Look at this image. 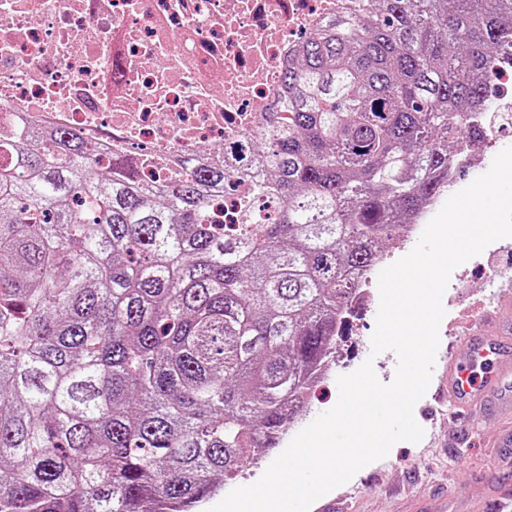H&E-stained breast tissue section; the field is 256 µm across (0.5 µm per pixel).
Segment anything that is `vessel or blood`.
Masks as SVG:
<instances>
[{
  "mask_svg": "<svg viewBox=\"0 0 512 512\" xmlns=\"http://www.w3.org/2000/svg\"><path fill=\"white\" fill-rule=\"evenodd\" d=\"M466 358L448 362V404L466 422L481 409L512 411V342L474 330Z\"/></svg>",
  "mask_w": 512,
  "mask_h": 512,
  "instance_id": "b4317fda",
  "label": "vessel or blood"
}]
</instances>
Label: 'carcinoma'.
<instances>
[{
    "instance_id": "carcinoma-1",
    "label": "carcinoma",
    "mask_w": 512,
    "mask_h": 512,
    "mask_svg": "<svg viewBox=\"0 0 512 512\" xmlns=\"http://www.w3.org/2000/svg\"><path fill=\"white\" fill-rule=\"evenodd\" d=\"M361 3L298 41L271 133L224 165L155 185L75 132L4 145L0 512H192L307 408L357 275L444 191L512 53V0Z\"/></svg>"
}]
</instances>
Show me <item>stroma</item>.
Wrapping results in <instances>:
<instances>
[{
  "label": "stroma",
  "mask_w": 512,
  "mask_h": 512,
  "mask_svg": "<svg viewBox=\"0 0 512 512\" xmlns=\"http://www.w3.org/2000/svg\"><path fill=\"white\" fill-rule=\"evenodd\" d=\"M506 259V253L491 244L453 270L442 298L446 314L439 326L431 382L414 407V417L425 434L417 443L397 442L385 458L366 465L349 482L332 490L337 512H420L426 503L447 495L478 505L479 512H494L498 489H512V447L499 445L503 429L512 428V418L485 417L478 429L469 433L468 446L457 447L465 424L449 409L441 389L446 357L467 354L466 339L461 335L464 321L477 318L484 333L491 335L497 331L491 314L500 308L512 313V288L488 289L481 276L484 267ZM378 309V303H371L348 324L328 378L312 394V414L336 404L338 377L353 372L366 359H373L381 382H392L395 353L370 354Z\"/></svg>",
  "instance_id": "obj_1"
}]
</instances>
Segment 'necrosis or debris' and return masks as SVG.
<instances>
[{
  "label": "necrosis or debris",
  "mask_w": 512,
  "mask_h": 512,
  "mask_svg": "<svg viewBox=\"0 0 512 512\" xmlns=\"http://www.w3.org/2000/svg\"><path fill=\"white\" fill-rule=\"evenodd\" d=\"M350 0H0V143L69 130L146 181L191 171L208 143L261 130L299 38ZM481 168L512 129L501 65Z\"/></svg>",
  "instance_id": "4bbe7bcc"
}]
</instances>
